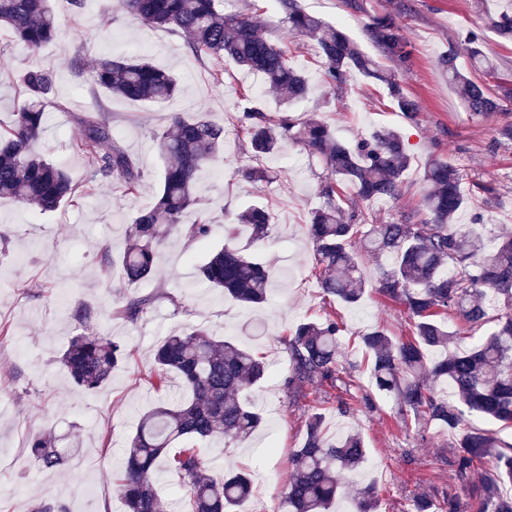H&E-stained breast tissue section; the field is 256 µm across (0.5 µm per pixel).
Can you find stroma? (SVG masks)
Masks as SVG:
<instances>
[{"mask_svg": "<svg viewBox=\"0 0 512 512\" xmlns=\"http://www.w3.org/2000/svg\"><path fill=\"white\" fill-rule=\"evenodd\" d=\"M364 3L362 13L349 12L343 0H303L302 5L340 24L375 58L381 52L363 32L368 14L401 11L413 58L398 78L421 105L417 123L406 121L393 108L386 90L362 75H353L341 91L328 90L321 81L313 42L280 27L273 0H234L232 9L264 19L271 32L295 49L296 62L314 88L309 98L295 104L296 117L318 112L344 142L382 127L396 128L405 136L413 155L405 192L397 201L366 203L373 223L403 213L423 219L422 200L428 187L422 165L436 155L455 164L471 188L459 223H471L480 213L488 230L512 233V144H492L501 117L473 118L438 65L449 41L482 28L475 0ZM51 4L59 35L38 54L17 45L9 32L0 33V125L10 122L21 101L14 72L32 66L53 69L56 106L37 149L62 165L82 194L78 203L51 215L0 203V229L10 235L6 252L0 253V325L10 331L0 338V512H24L33 500L62 503L67 512H125L116 479L127 439L144 412L172 402L179 391L174 376L167 389L159 391L150 384L152 350L166 336L198 327L247 346L267 364L265 378L248 392L266 417L260 435L228 448L217 440L198 444L212 473L241 469L250 474L253 494L244 512H275L290 477L288 458L302 447L306 419L314 412L322 415L328 435L355 431L365 445L364 466L345 483L343 512H351L360 489L369 484L376 489L377 512H411L414 498L421 494L432 500L434 512H448L452 499L460 512H474L478 486L458 482L447 430L437 422L414 419L374 385L361 334L378 326L402 339L411 330L404 307L374 288L381 262L366 255L362 243H355V251L363 255L367 283L358 306L324 295L318 284L305 224L311 210L321 204L322 164L289 144L262 159V166L274 172L269 180L249 183L236 174L237 168L254 163L238 131L240 115L250 108L270 115L276 112L264 79L232 65L225 66L222 78H215L211 63L185 55L182 37L144 26L125 12L121 0H88L80 12L69 0H51ZM102 56L147 57L176 73L182 85L181 95L172 102L141 104L114 97L99 101L112 122L115 140L144 172L131 195L92 181L86 159L71 148L81 133L79 117L98 102L74 76L71 64L79 57L90 67ZM175 112L187 117L204 112L225 128L224 155L200 179L211 234L202 242L171 236L159 250L155 278L131 285L120 272L106 273L99 250L108 241L113 257H120L131 215L154 203L166 161L153 135ZM252 204L275 215L269 238L250 245L270 269L274 283L264 305L247 309L199 282L196 267L223 245L225 225ZM132 293L156 298L133 325L114 315L124 296ZM82 305L91 310L92 326L126 349L125 362L106 386L94 392L75 387L59 361L71 338L83 330L73 316ZM328 317L341 326L336 380L309 386L305 398L289 402L290 333L301 322ZM47 431L77 448L68 468L43 471L32 462L28 443Z\"/></svg>", "mask_w": 512, "mask_h": 512, "instance_id": "stroma-1", "label": "stroma"}]
</instances>
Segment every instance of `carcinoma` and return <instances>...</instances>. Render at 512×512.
<instances>
[{"mask_svg":"<svg viewBox=\"0 0 512 512\" xmlns=\"http://www.w3.org/2000/svg\"><path fill=\"white\" fill-rule=\"evenodd\" d=\"M280 23L294 35L315 42L322 60L325 87L338 91L353 74L371 78L387 89L393 104L408 120L421 112L416 98L400 84L396 71L408 65L412 50L402 34L400 15H368L367 38L382 50L391 66L385 67L351 40L341 29L307 12L300 0H275ZM127 13L142 24L163 28L184 38L187 56L199 61H225L263 77L282 110L274 119L260 109L243 113L239 127L254 157L272 154L285 143L299 146L320 160L325 174L318 193L322 204L311 211L306 224L319 268L323 292L348 305L363 297L366 282L352 241L362 237L368 252L392 259L375 284L382 295L404 304L413 320L411 336L396 341L380 327L363 334L361 343L372 360L378 390L397 398L401 408L440 423L456 432V476L467 486L475 465L481 466V492L477 512H512V443L473 424V417L512 427V235L493 237L455 223L468 205L459 169L431 156L422 166L429 186L423 198L427 218L412 223L411 216L387 224H371L360 201L396 200L412 157L403 136L382 128L353 144L339 141L331 127L316 113L304 118L290 114V106L308 98L309 80L290 56L288 45L262 32L258 17L228 13L219 0H123ZM485 28L504 41H512V12L484 13ZM0 27L35 55L58 34L50 0H0ZM483 38L472 32L463 45L449 43L439 59L448 85L474 117L512 110V87L493 92L458 66L464 49L471 69L487 76L497 72L494 57L482 49ZM74 73L91 90L136 103L168 101L180 93L177 78L148 58L104 57L92 68L74 63ZM25 100L14 113L11 127L0 133V200L16 202L41 215L52 214L76 198V187L66 171L41 155V139L52 103L54 72L45 67L20 69L14 75ZM81 137L72 148L87 159L91 177L118 184L131 194L143 173L114 140L102 105L80 116ZM224 126L199 113L193 118L172 114L168 126L154 134L168 164L161 176L152 207L137 211L129 225V243L121 258L123 275L131 283L151 278L159 247L173 232L204 240L209 222L183 223L184 215L201 203V172L212 166L224 146ZM353 190L345 203L341 185ZM274 222L265 208L249 206L232 224L224 225L229 243L213 251L197 268L199 279L224 296L246 305L268 300L270 275L249 252L250 245L268 238ZM249 232L247 244L234 243L239 228ZM155 302L152 295H130L120 310L126 321L138 322ZM495 311L489 316V311ZM470 325L494 319L495 327L468 350H452L454 339L443 314ZM340 326L334 319L303 322L289 339L294 393L334 378ZM446 353L429 362L428 349ZM121 345L97 332L74 337L60 357L73 383L87 391L107 384L125 360ZM151 384L161 388L166 375H177L188 394L172 407L158 406L144 413L124 449L125 466L117 487L127 512H170L171 504L155 486V475L166 468L177 478V489L186 493L190 512H227L250 498L248 474L211 473L196 448L189 446L166 457L176 441L218 439L228 447L253 435L264 417L241 393L265 376V363L251 350L231 340L214 337L204 327L173 334L154 351ZM450 386L454 399L438 394L434 385ZM28 452L43 469L58 468L65 453L55 438L41 433L31 438ZM366 451L361 437L346 432L325 437L323 418H308L306 439L289 458L291 478L276 512H331L340 497L345 476L361 469Z\"/></svg>","mask_w":512,"mask_h":512,"instance_id":"obj_1","label":"carcinoma"}]
</instances>
